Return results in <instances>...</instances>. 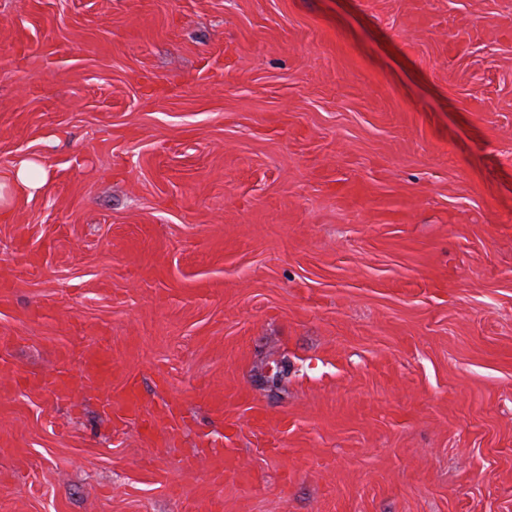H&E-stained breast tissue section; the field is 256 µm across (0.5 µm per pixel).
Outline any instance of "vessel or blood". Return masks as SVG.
Wrapping results in <instances>:
<instances>
[{
    "mask_svg": "<svg viewBox=\"0 0 512 512\" xmlns=\"http://www.w3.org/2000/svg\"><path fill=\"white\" fill-rule=\"evenodd\" d=\"M84 367L90 377L109 378L113 375L112 361L99 347L86 350ZM108 404L119 420L138 422L147 441L164 446L177 436L179 418L173 407L164 405L145 410L132 383H124L111 393Z\"/></svg>",
    "mask_w": 512,
    "mask_h": 512,
    "instance_id": "1",
    "label": "vessel or blood"
}]
</instances>
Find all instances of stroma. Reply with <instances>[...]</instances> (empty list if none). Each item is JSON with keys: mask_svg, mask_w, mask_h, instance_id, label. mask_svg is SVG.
Segmentation results:
<instances>
[{"mask_svg": "<svg viewBox=\"0 0 512 512\" xmlns=\"http://www.w3.org/2000/svg\"><path fill=\"white\" fill-rule=\"evenodd\" d=\"M29 157L0 512H512V0H0ZM85 373L88 377L112 378V359L100 347L87 349L84 354ZM108 405L120 421L138 422L147 441L166 446L177 436L179 418L173 407L164 405L145 411L132 383L126 382L113 393L111 391Z\"/></svg>", "mask_w": 512, "mask_h": 512, "instance_id": "stroma-1", "label": "stroma"}]
</instances>
